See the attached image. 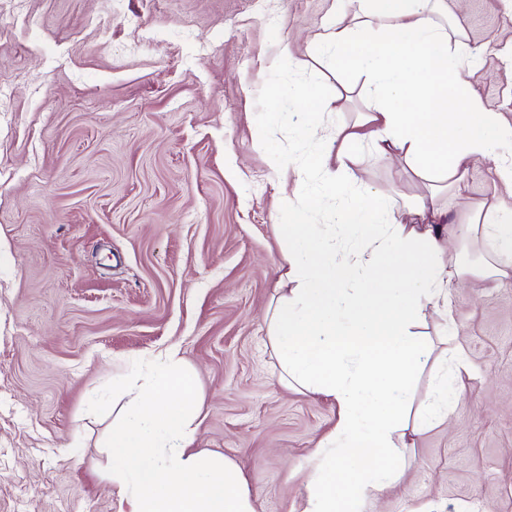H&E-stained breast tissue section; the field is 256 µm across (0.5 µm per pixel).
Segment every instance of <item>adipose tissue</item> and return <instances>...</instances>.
<instances>
[{"mask_svg": "<svg viewBox=\"0 0 512 512\" xmlns=\"http://www.w3.org/2000/svg\"><path fill=\"white\" fill-rule=\"evenodd\" d=\"M357 2L354 20L335 14L315 37L338 70L369 83L367 110L338 131L336 153L307 162L343 203L327 224L308 219L320 196L289 207L280 227L286 287L267 316L281 377L337 407L313 450L303 512H364L376 492L405 478L408 435L446 420L460 396L458 380L441 382L434 402L409 415L412 383L433 353L411 323L430 310L450 316L448 297L464 274L481 282L512 276V122L467 91L480 56L452 23L449 0ZM363 145L427 183L428 197L413 209L430 222L399 221L390 193L347 197L342 170ZM489 157L499 161L507 202L449 223L440 191L460 188ZM477 237L490 246L480 264L444 262L454 244ZM154 370L112 430L119 512H255L238 465L194 448L201 400L179 350L168 349Z\"/></svg>", "mask_w": 512, "mask_h": 512, "instance_id": "adipose-tissue-1", "label": "adipose tissue"}]
</instances>
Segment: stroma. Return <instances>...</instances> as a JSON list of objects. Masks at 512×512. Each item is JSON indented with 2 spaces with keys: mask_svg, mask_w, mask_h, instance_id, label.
<instances>
[{
  "mask_svg": "<svg viewBox=\"0 0 512 512\" xmlns=\"http://www.w3.org/2000/svg\"><path fill=\"white\" fill-rule=\"evenodd\" d=\"M355 0H0V512H119L108 437L128 376L179 348L203 400L196 448L235 461L257 512H301L328 399L281 383L265 314L284 265L281 187L338 148L367 102L355 76L310 53ZM457 24L484 62L468 73L512 119V10L462 0ZM293 44L294 58L282 51ZM318 87L309 112L271 89ZM320 125L322 142L303 130ZM494 159L454 210L495 203ZM352 194L425 191L389 161L349 164ZM462 355L447 421L412 438L405 481L365 512H512V281H464Z\"/></svg>",
  "mask_w": 512,
  "mask_h": 512,
  "instance_id": "stroma-1",
  "label": "stroma"
}]
</instances>
